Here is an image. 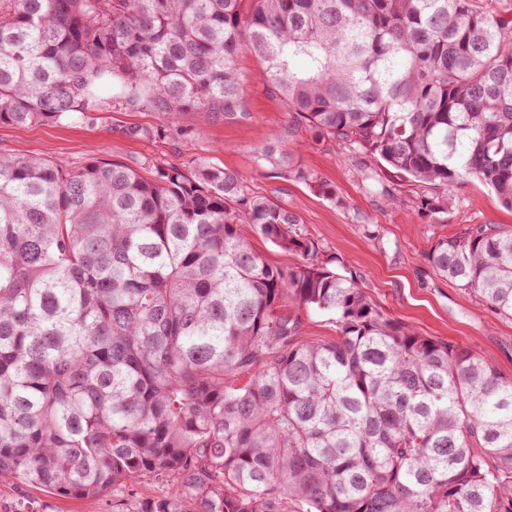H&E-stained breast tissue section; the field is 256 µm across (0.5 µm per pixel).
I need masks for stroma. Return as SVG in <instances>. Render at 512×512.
<instances>
[{"label": "stroma", "mask_w": 512, "mask_h": 512, "mask_svg": "<svg viewBox=\"0 0 512 512\" xmlns=\"http://www.w3.org/2000/svg\"><path fill=\"white\" fill-rule=\"evenodd\" d=\"M243 118L225 122L191 112L187 138L151 137L157 113L115 110L94 127L41 123L17 129L0 126V152L36 155L64 163L89 158L123 162L191 165L204 160L243 175L251 193L268 197L298 214L296 233L312 238L323 254L338 258L342 274L360 275L372 300L390 316L424 335L463 343L512 379V320L501 317L448 280L437 277L424 259L437 239L466 227H512V210L502 207L478 181L455 191L448 221L431 223L412 207L415 189L400 183L397 198L384 204L364 182L357 163L335 142L307 131L276 143L293 165L335 185L344 201L337 207L281 167L260 160L272 136L287 128L288 114L260 80V61L240 53ZM112 497L71 499L52 496L13 481L0 482V512H114Z\"/></svg>", "instance_id": "1"}]
</instances>
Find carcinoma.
Wrapping results in <instances>:
<instances>
[{"label":"carcinoma","mask_w":512,"mask_h":512,"mask_svg":"<svg viewBox=\"0 0 512 512\" xmlns=\"http://www.w3.org/2000/svg\"><path fill=\"white\" fill-rule=\"evenodd\" d=\"M243 50L285 133L347 146L385 204L379 166L434 224L467 179L512 208V16L471 0H12L0 125L118 106L189 136V112L243 114ZM298 223L201 160L145 175L0 152V479L75 499L175 486L124 512H512V379L387 315ZM243 224L299 262L269 265ZM425 260L512 319L511 227ZM297 309L334 314L336 339H302Z\"/></svg>","instance_id":"carcinoma-1"}]
</instances>
